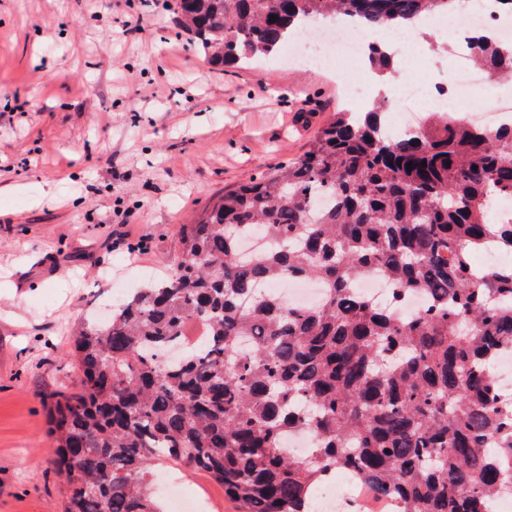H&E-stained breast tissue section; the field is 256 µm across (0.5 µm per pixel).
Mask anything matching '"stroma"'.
Returning a JSON list of instances; mask_svg holds the SVG:
<instances>
[{"label":"stroma","mask_w":512,"mask_h":512,"mask_svg":"<svg viewBox=\"0 0 512 512\" xmlns=\"http://www.w3.org/2000/svg\"><path fill=\"white\" fill-rule=\"evenodd\" d=\"M174 0H0V512H63L49 414L77 390L72 341L170 270L224 192L299 159L344 104L321 66L220 69ZM403 78L451 86L408 52ZM178 481L237 512L202 472Z\"/></svg>","instance_id":"stroma-1"}]
</instances>
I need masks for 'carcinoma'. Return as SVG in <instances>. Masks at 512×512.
<instances>
[{
    "label": "carcinoma",
    "instance_id": "cac0c4a2",
    "mask_svg": "<svg viewBox=\"0 0 512 512\" xmlns=\"http://www.w3.org/2000/svg\"><path fill=\"white\" fill-rule=\"evenodd\" d=\"M453 3L175 0V14L224 67L275 52L314 18L399 29ZM470 49L490 76H512V44ZM390 61L372 48L376 71ZM507 197L512 123L430 112L399 135L378 111L340 113L288 168L225 193L183 228L184 258L165 277L76 335L81 386L51 410L64 512H164L161 460L208 474L239 512H311L338 471L389 512H491L512 491V400L495 378L512 349V264L478 271L472 257L512 254V218L497 215ZM253 228L273 247L243 256ZM371 270L397 299L430 304L406 318L375 306L354 288ZM302 278L325 285L319 305L259 291ZM190 319L207 323V344L161 360ZM301 429L317 447L286 453L283 436Z\"/></svg>",
    "mask_w": 512,
    "mask_h": 512
}]
</instances>
